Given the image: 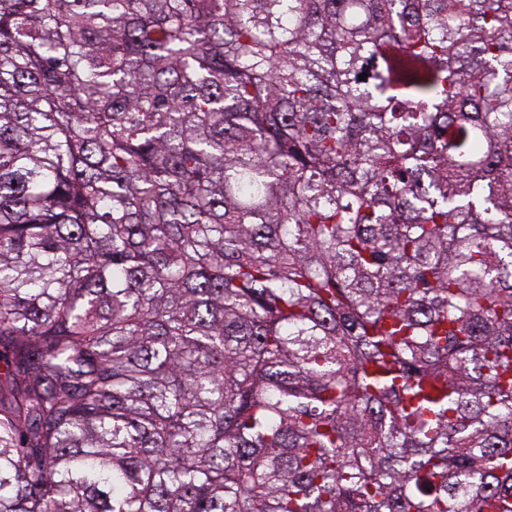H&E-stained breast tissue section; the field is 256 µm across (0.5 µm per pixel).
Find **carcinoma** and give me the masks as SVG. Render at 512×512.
I'll return each mask as SVG.
<instances>
[{"mask_svg": "<svg viewBox=\"0 0 512 512\" xmlns=\"http://www.w3.org/2000/svg\"><path fill=\"white\" fill-rule=\"evenodd\" d=\"M0 512H512V0H0Z\"/></svg>", "mask_w": 512, "mask_h": 512, "instance_id": "1", "label": "carcinoma"}]
</instances>
